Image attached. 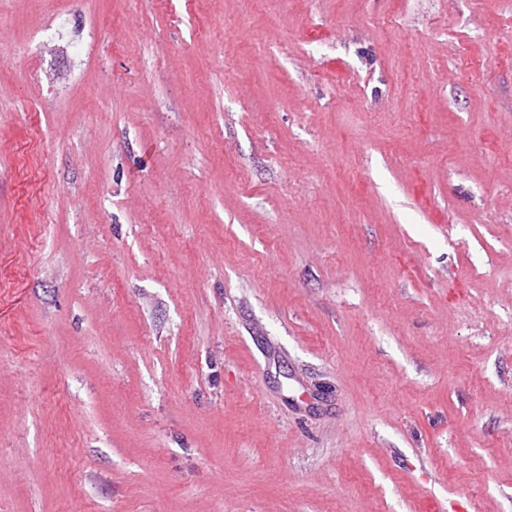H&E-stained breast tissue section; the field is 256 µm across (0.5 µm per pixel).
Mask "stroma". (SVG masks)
Wrapping results in <instances>:
<instances>
[{
    "mask_svg": "<svg viewBox=\"0 0 512 512\" xmlns=\"http://www.w3.org/2000/svg\"><path fill=\"white\" fill-rule=\"evenodd\" d=\"M512 512V0H0V512Z\"/></svg>",
    "mask_w": 512,
    "mask_h": 512,
    "instance_id": "1",
    "label": "stroma"
}]
</instances>
